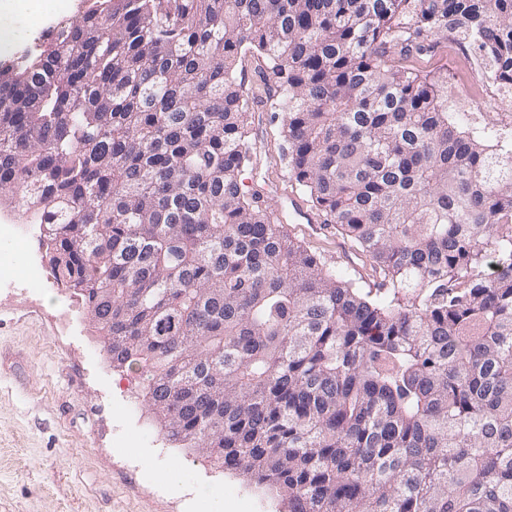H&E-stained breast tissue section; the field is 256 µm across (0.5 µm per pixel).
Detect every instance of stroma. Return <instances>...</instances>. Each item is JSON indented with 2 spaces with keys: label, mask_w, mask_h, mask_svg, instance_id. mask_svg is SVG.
Instances as JSON below:
<instances>
[{
  "label": "stroma",
  "mask_w": 512,
  "mask_h": 512,
  "mask_svg": "<svg viewBox=\"0 0 512 512\" xmlns=\"http://www.w3.org/2000/svg\"><path fill=\"white\" fill-rule=\"evenodd\" d=\"M80 11L81 0L39 17L19 4L1 11L0 28L11 36L0 44V62L19 57L44 30L78 19ZM414 65L447 74L448 109L463 113L469 126L512 137V98L499 95L475 47L452 35ZM249 121L254 150L242 177L261 184L275 206L291 187L281 122L264 106ZM286 230L321 252L328 267L360 287L371 284L368 258L334 226L315 235L302 224ZM32 255L44 259V247L0 243V269L13 279L12 287L0 288V512H285L242 475L167 439L138 377L109 365L88 311L64 327L58 310L68 290L24 282Z\"/></svg>",
  "instance_id": "obj_1"
}]
</instances>
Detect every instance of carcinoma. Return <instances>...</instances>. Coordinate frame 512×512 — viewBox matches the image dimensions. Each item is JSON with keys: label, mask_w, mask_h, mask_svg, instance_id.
<instances>
[{"label": "carcinoma", "mask_w": 512, "mask_h": 512, "mask_svg": "<svg viewBox=\"0 0 512 512\" xmlns=\"http://www.w3.org/2000/svg\"><path fill=\"white\" fill-rule=\"evenodd\" d=\"M450 34L512 87V0H83L0 63V200L168 440L287 512H512V141L410 67ZM249 54L378 288L241 180Z\"/></svg>", "instance_id": "obj_1"}]
</instances>
